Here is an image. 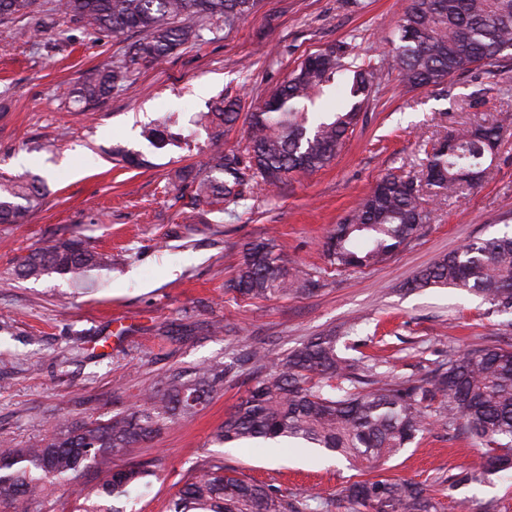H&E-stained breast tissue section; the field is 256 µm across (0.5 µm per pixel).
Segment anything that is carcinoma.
<instances>
[{"mask_svg":"<svg viewBox=\"0 0 512 512\" xmlns=\"http://www.w3.org/2000/svg\"><path fill=\"white\" fill-rule=\"evenodd\" d=\"M260 0H57L56 10L98 34H144L124 64L105 61L71 90L91 105L122 86L141 65L165 61L202 37L201 28L176 19L194 14L222 19L224 29L250 15ZM39 0H0V20L34 22L44 33ZM353 46L331 43L307 55L248 116V142L239 154L221 147L224 127L240 103L223 99L200 115L214 129L206 168L192 176L187 206H221L234 212L253 186L277 187L290 173H311L336 157L357 124L379 75L397 73L409 89L436 87L469 73L493 76V66L512 60V0H406L394 27L392 47L351 67ZM343 86L333 112H304L330 87ZM501 126L480 124L432 145L425 177L388 173L329 233L326 255L338 269L369 268L410 242L428 213L426 187L452 196L487 176ZM36 177L0 181V224H24L40 204ZM112 265V256L78 239L32 249L19 265L23 278L56 274L73 282ZM315 283L314 272L288 269L275 239L249 243L227 291L243 298H279ZM452 287L474 292L501 313L512 312V235L474 238L420 271L411 288ZM336 333L310 338L283 358L254 347L227 363L215 360L165 372L140 400L106 420L61 422L30 448L0 445V505L28 512L55 489L68 487L78 512H126L122 504L144 486L147 470L115 460L131 454L164 430L193 418L243 371L253 385L212 433V442L257 446L288 441L345 458L363 475L386 464L435 426L460 429L480 450L477 468H463L435 483L454 487L512 471V347L464 350L424 375H399L384 358L362 351L346 356ZM93 468L105 474L94 492L78 482ZM352 512H442L440 498L408 478L356 480L342 491ZM316 493L288 496L207 456L178 489L171 512H314Z\"/></svg>","mask_w":512,"mask_h":512,"instance_id":"1","label":"carcinoma"}]
</instances>
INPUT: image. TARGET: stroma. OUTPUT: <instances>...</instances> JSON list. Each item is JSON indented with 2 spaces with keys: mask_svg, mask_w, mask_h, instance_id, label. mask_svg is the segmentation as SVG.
<instances>
[{
  "mask_svg": "<svg viewBox=\"0 0 512 512\" xmlns=\"http://www.w3.org/2000/svg\"><path fill=\"white\" fill-rule=\"evenodd\" d=\"M47 31L28 20L0 21V174L41 177L46 194L27 223L0 224V441L38 443L52 424L109 417L133 404L168 369L191 368L262 347L283 357L310 337L343 332L368 316L363 352L388 356L396 372L421 374L467 348L512 346V316L450 287L405 284L468 240L512 233V62L495 80L465 75L411 90L383 76L335 159L279 188L255 187L228 215L208 206L187 212L192 187L180 179L210 156L211 129L196 124L223 97H240L242 116L224 129V151L244 150L245 118L311 52L336 41L354 61L380 54L405 0H262L225 32L202 23L201 40L164 63L132 71L127 84L88 111L64 95L103 60L123 62L134 33L92 34L42 0ZM174 113L163 147L144 136ZM502 122L497 158L481 187L449 197L426 189L429 215L387 262L336 270L324 242L387 172L417 175L426 149L478 124ZM140 154L131 167L118 151ZM78 237L116 264L81 284L58 275L21 279L34 247ZM275 238L286 262L316 270L310 292L241 299L225 290L245 244ZM220 324L222 332L211 329ZM250 385L241 374L191 421L165 430L127 456L150 472L133 512H168L181 481L206 456L283 493L311 490L328 512H350L339 493L354 481L346 461L309 448H217L210 441ZM469 440L435 428L386 465L389 477L429 483L473 465ZM444 512H512V472L448 489Z\"/></svg>",
  "mask_w": 512,
  "mask_h": 512,
  "instance_id": "35a3bbf8",
  "label": "stroma"
}]
</instances>
